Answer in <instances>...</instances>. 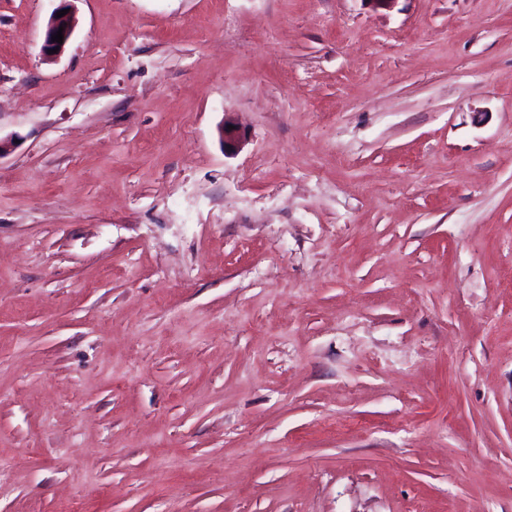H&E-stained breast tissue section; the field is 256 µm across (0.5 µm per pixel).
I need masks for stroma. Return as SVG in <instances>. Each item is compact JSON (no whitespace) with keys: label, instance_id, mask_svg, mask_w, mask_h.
I'll return each mask as SVG.
<instances>
[{"label":"stroma","instance_id":"35a3bbf8","mask_svg":"<svg viewBox=\"0 0 512 512\" xmlns=\"http://www.w3.org/2000/svg\"><path fill=\"white\" fill-rule=\"evenodd\" d=\"M70 4L0 0V512H512V0ZM64 9L69 8L67 5H65L57 9L46 27L44 40L41 46V52L43 55L47 57H57L61 55L65 51L67 45L69 44L73 36L76 26V18L72 11L69 10V12L66 15L62 17H57V12ZM60 26H63V43H57L56 41L52 42V36L57 33ZM55 47H58V52L55 54H49V50H53L55 49Z\"/></svg>","mask_w":512,"mask_h":512}]
</instances>
